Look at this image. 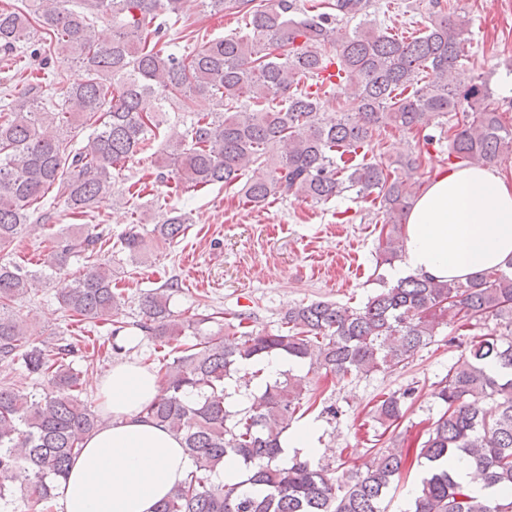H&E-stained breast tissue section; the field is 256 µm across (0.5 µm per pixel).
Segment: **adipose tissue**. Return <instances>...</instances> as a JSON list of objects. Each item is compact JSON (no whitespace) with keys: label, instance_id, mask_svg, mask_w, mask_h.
<instances>
[{"label":"adipose tissue","instance_id":"ef3b65f1","mask_svg":"<svg viewBox=\"0 0 512 512\" xmlns=\"http://www.w3.org/2000/svg\"><path fill=\"white\" fill-rule=\"evenodd\" d=\"M512 259V182L480 162L442 173L406 220L401 262L392 280L410 275L467 280ZM159 392L157 373L134 362L100 378L106 428L90 434L53 501L55 512H155L192 463L178 437L142 414Z\"/></svg>","mask_w":512,"mask_h":512}]
</instances>
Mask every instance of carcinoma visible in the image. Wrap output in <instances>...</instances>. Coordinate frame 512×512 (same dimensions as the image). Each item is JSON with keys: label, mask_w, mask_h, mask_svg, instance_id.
<instances>
[{"label": "carcinoma", "mask_w": 512, "mask_h": 512, "mask_svg": "<svg viewBox=\"0 0 512 512\" xmlns=\"http://www.w3.org/2000/svg\"><path fill=\"white\" fill-rule=\"evenodd\" d=\"M187 0H21L0 8V50L35 57L54 49L62 63L76 65L87 79L58 102L28 90L0 105V249L31 224L30 207L53 186L73 214H86L112 198V170L149 148L167 112H183V129L167 135L159 182L197 188L236 182L254 168L245 197L260 206L269 198L304 197L327 203L348 191L379 200L391 225L380 264L403 257L402 221L420 183L417 159L390 170L377 160H336V153L369 151L375 133L392 125L418 130L430 117L466 112L471 121L443 131L455 158L492 163L512 153V128L491 106L489 79L461 88L454 73L463 56L470 19L448 13L440 0L424 30L396 38L378 27L369 0H336L335 13H309L292 0H201L220 13L240 14L247 36L207 37L190 30V51L164 55L155 38L183 19ZM112 16V41H99V17ZM163 21L154 24V19ZM41 33L40 47L29 45ZM336 68L337 88L354 87L346 109L323 111L322 94L310 91L320 73ZM431 75L425 81L421 74ZM211 102L208 110L194 107ZM94 125L84 146L47 132L74 123ZM282 146L268 166L265 149ZM189 218L168 216L158 234L173 242L185 234ZM102 240L62 238L44 262L27 270L0 262V356L20 353L26 369L47 378L49 388L23 393L0 388V502L12 497L18 469L33 474L26 496L34 506L54 498L80 453L82 437L104 428L110 418L81 399L85 379L68 358L81 350L82 337L49 352L16 311V303L41 280L65 273L81 251L86 266L60 289V304L90 322L116 316L122 296L112 289V268L89 251ZM130 257L144 255L135 228L121 238ZM174 285L144 295L140 319L132 326L167 349L160 359V393L144 415L181 438L193 464L184 481L156 512H385L384 502L414 463L427 465L415 493L413 512H512V496H474L456 478L455 462L476 466L485 487L512 490V260L505 268L482 271L468 281L436 282L409 276L367 298L360 307L314 301L288 308L276 332L243 330L250 316L216 331L204 328L210 314L175 318L169 307ZM503 332L475 336L468 353L437 382L434 397L443 406L428 437L410 448H379L359 468L345 463L314 465L307 458L282 462L280 435L305 406L314 405L306 377L288 374L265 382L243 412L225 407L226 381L239 366L271 353L286 355L340 378L367 376L401 365L434 342L452 317L460 326L485 317ZM191 332L195 343H177ZM415 389L379 400L375 421L392 427L407 411ZM488 401L492 414L481 411ZM234 459L245 479L212 485L198 476Z\"/></svg>", "instance_id": "carcinoma-1"}]
</instances>
